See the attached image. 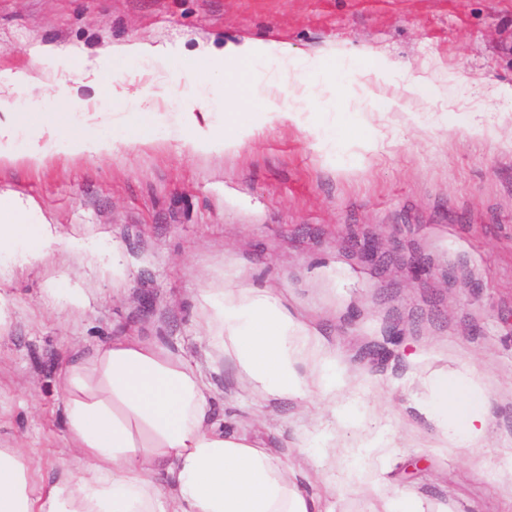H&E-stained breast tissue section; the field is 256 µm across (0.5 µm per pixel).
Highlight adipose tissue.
Returning <instances> with one entry per match:
<instances>
[{"instance_id": "obj_1", "label": "adipose tissue", "mask_w": 512, "mask_h": 512, "mask_svg": "<svg viewBox=\"0 0 512 512\" xmlns=\"http://www.w3.org/2000/svg\"><path fill=\"white\" fill-rule=\"evenodd\" d=\"M78 83L129 100L147 111L157 99L116 85L102 58L80 57ZM0 99V164L25 158L43 164L54 141L94 157L111 154L115 143L101 134L97 115L79 127L52 123L13 144L20 123ZM173 139L223 149L233 136L214 123H200L192 106L173 113ZM21 202L0 201V249L24 245L28 254L48 246L53 235L41 227L33 239L17 234L13 221ZM213 349L234 359L255 388L283 399L310 392L299 361L318 354L308 336L273 296L237 298L230 290L205 288ZM64 396L69 439L81 467L45 474L23 449L0 448V512H324L322 502L298 483L288 464L247 437L228 434L213 417L212 398L200 372L181 354L158 342L115 336L91 350L75 351L56 372ZM483 393L473 377H439L425 412L433 418L457 411L446 434L464 445L479 444L487 418L478 405Z\"/></svg>"}]
</instances>
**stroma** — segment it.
Masks as SVG:
<instances>
[{"mask_svg": "<svg viewBox=\"0 0 512 512\" xmlns=\"http://www.w3.org/2000/svg\"><path fill=\"white\" fill-rule=\"evenodd\" d=\"M134 42L169 54L111 57L113 82L245 133L208 152L162 119L108 125L122 142L110 156L58 142L41 166H0V198L27 208L18 232L45 224L55 238L0 256V448L45 472L71 463L56 369L129 336L189 358L226 431L287 461L328 512L397 498L512 512V472L492 469L512 456V0H0V75L31 74L10 107L36 124L82 121L62 111L70 59H41L43 46ZM229 44L259 51L199 54ZM204 288L271 294L317 337L319 357L298 367L306 400L268 397L216 355ZM323 357L335 388L318 381ZM459 374L484 385L475 448L422 411L432 379Z\"/></svg>", "mask_w": 512, "mask_h": 512, "instance_id": "1", "label": "stroma"}]
</instances>
